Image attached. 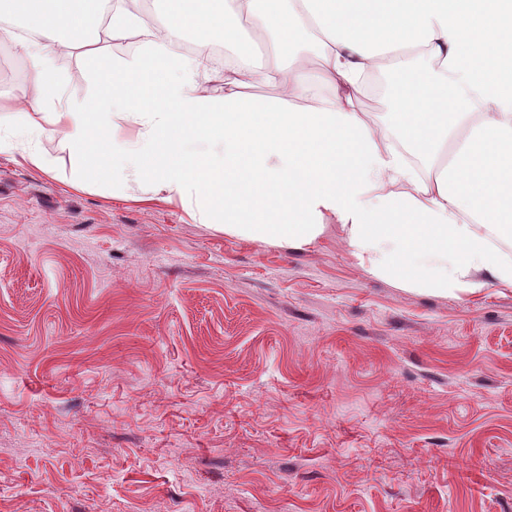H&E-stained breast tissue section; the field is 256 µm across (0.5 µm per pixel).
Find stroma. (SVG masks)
I'll use <instances>...</instances> for the list:
<instances>
[{
	"label": "stroma",
	"instance_id": "35a3bbf8",
	"mask_svg": "<svg viewBox=\"0 0 512 512\" xmlns=\"http://www.w3.org/2000/svg\"><path fill=\"white\" fill-rule=\"evenodd\" d=\"M77 169L60 134L0 153V512H512V289Z\"/></svg>",
	"mask_w": 512,
	"mask_h": 512
}]
</instances>
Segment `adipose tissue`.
I'll return each instance as SVG.
<instances>
[{
  "instance_id": "ef3b65f1",
  "label": "adipose tissue",
  "mask_w": 512,
  "mask_h": 512,
  "mask_svg": "<svg viewBox=\"0 0 512 512\" xmlns=\"http://www.w3.org/2000/svg\"><path fill=\"white\" fill-rule=\"evenodd\" d=\"M104 0H0L38 35L22 44L33 70L26 111L45 129L83 143L115 116L137 115L134 149L101 144L85 159L96 176L115 162L172 192L219 197L224 232L292 248L313 245L333 222L365 271L396 287L439 294L512 288V0H164L152 24L120 10L103 26ZM140 27L142 52L118 67L84 56L97 95L57 109L54 54ZM266 50H240L244 28ZM190 31L198 51H169ZM221 41L233 65L223 102L198 81ZM386 71L401 137L422 170L358 116L374 72ZM274 82L276 100H248L237 87ZM303 107H293L296 99Z\"/></svg>"
}]
</instances>
